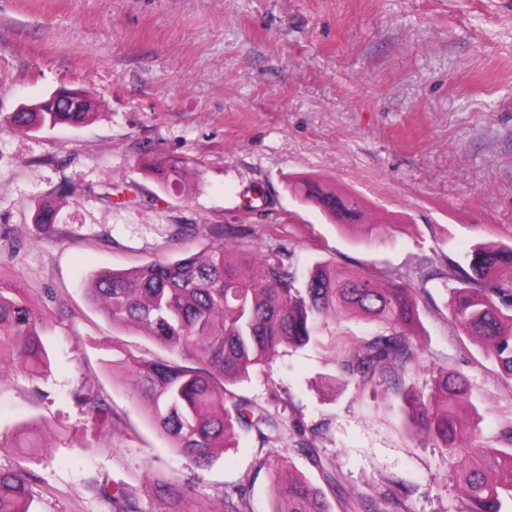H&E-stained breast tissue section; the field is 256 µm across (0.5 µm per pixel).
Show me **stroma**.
I'll list each match as a JSON object with an SVG mask.
<instances>
[{"label": "stroma", "mask_w": 512, "mask_h": 512, "mask_svg": "<svg viewBox=\"0 0 512 512\" xmlns=\"http://www.w3.org/2000/svg\"><path fill=\"white\" fill-rule=\"evenodd\" d=\"M97 116L81 127L0 126V280L46 327L49 371L0 373V468L30 474L32 512H113L120 485L167 512L161 480L192 486L198 512L245 485L275 512L276 467L320 487L332 512H461L455 460L411 424L405 394L439 371L467 380L487 445L512 448V379L453 322L456 266L476 243L512 244V0H0V116L60 87ZM183 169L164 189L147 164ZM359 195L343 232L290 182ZM57 212L51 231L35 222ZM221 225L230 257L278 245L408 285L413 358L361 382L342 364L379 331L318 321L235 385L269 412L198 469L151 423L139 378L113 348L154 347L112 324L90 277L201 251ZM97 393L105 412L82 400ZM39 445L16 447L21 423Z\"/></svg>", "instance_id": "stroma-1"}]
</instances>
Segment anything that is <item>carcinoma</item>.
Returning a JSON list of instances; mask_svg holds the SVG:
<instances>
[{
  "instance_id": "1",
  "label": "carcinoma",
  "mask_w": 512,
  "mask_h": 512,
  "mask_svg": "<svg viewBox=\"0 0 512 512\" xmlns=\"http://www.w3.org/2000/svg\"><path fill=\"white\" fill-rule=\"evenodd\" d=\"M95 116L89 99L77 112H12L0 121L15 130L80 126ZM304 201L315 202L341 227L360 216L362 202L352 194L323 190L305 181L292 187ZM216 241L199 253L157 260L132 270H103L92 275L89 299L114 324L133 325L164 351L146 358L122 352L114 367L133 369L146 384L144 402L172 447L206 468L215 450L228 447L236 429H259L264 414L230 387L268 363L281 345L307 344L316 321L333 316L380 325V332L347 359L348 375L360 381L383 370L390 359L405 358L410 341L405 328L417 321L409 289L379 288L366 275L336 273L315 262L303 283L286 263L287 248L264 254L259 266L243 258L235 263L224 250V226ZM449 303L454 321L480 338L503 372L512 377V244L481 243L468 269L458 277ZM44 326L33 309L0 286V355L32 373L49 364ZM468 392L462 378L439 373L435 391L411 395L416 424L434 445L453 458L471 449L462 463L466 507L463 512H507L512 504V450L488 448L478 424L463 423L449 402ZM278 494L286 512H330L323 492L302 476L281 481ZM24 472L0 469V512H30ZM97 491L112 500L114 512H140L123 487ZM203 512H248L244 489L224 492Z\"/></svg>"
}]
</instances>
